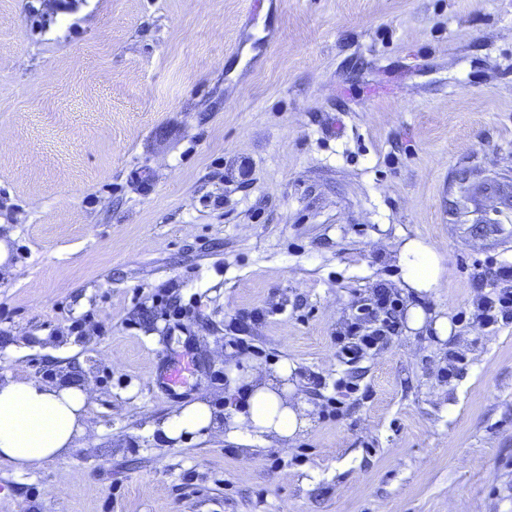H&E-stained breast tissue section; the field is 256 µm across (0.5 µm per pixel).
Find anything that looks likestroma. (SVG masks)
<instances>
[{"label": "stroma", "mask_w": 512, "mask_h": 512, "mask_svg": "<svg viewBox=\"0 0 512 512\" xmlns=\"http://www.w3.org/2000/svg\"><path fill=\"white\" fill-rule=\"evenodd\" d=\"M407 238L441 259L417 296ZM0 242V378L90 393L0 512H512V320L472 306L512 262V0H0ZM381 289L385 344L341 362ZM167 353L200 362L173 398ZM283 361L298 439L160 434Z\"/></svg>", "instance_id": "obj_1"}]
</instances>
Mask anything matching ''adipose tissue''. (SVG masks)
I'll return each mask as SVG.
<instances>
[{"label": "adipose tissue", "instance_id": "adipose-tissue-1", "mask_svg": "<svg viewBox=\"0 0 512 512\" xmlns=\"http://www.w3.org/2000/svg\"><path fill=\"white\" fill-rule=\"evenodd\" d=\"M403 287L412 294L436 288L440 259L423 241L405 240L398 251ZM293 368L284 363L270 372L247 376L245 403L227 419L230 429L258 436L290 439L309 425L306 407L293 396L288 379ZM87 394L79 387L50 386L34 381L0 380V464L21 470L62 457L86 428ZM216 416L204 401L182 407L164 420L168 440L216 427Z\"/></svg>", "mask_w": 512, "mask_h": 512}]
</instances>
